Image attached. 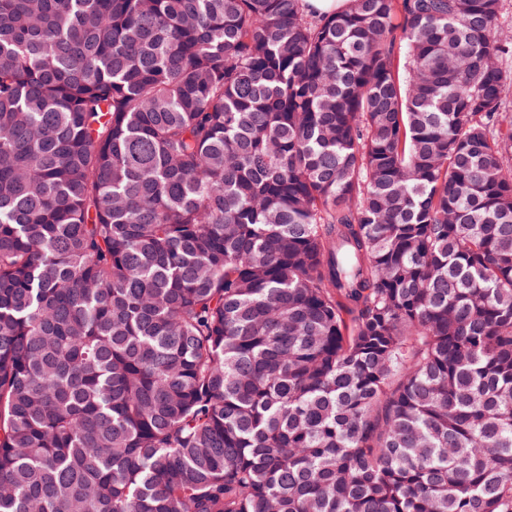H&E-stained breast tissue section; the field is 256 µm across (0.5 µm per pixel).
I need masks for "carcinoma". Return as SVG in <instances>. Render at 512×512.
Returning a JSON list of instances; mask_svg holds the SVG:
<instances>
[{"label": "carcinoma", "mask_w": 512, "mask_h": 512, "mask_svg": "<svg viewBox=\"0 0 512 512\" xmlns=\"http://www.w3.org/2000/svg\"><path fill=\"white\" fill-rule=\"evenodd\" d=\"M503 0H0V512H512Z\"/></svg>", "instance_id": "cac0c4a2"}]
</instances>
